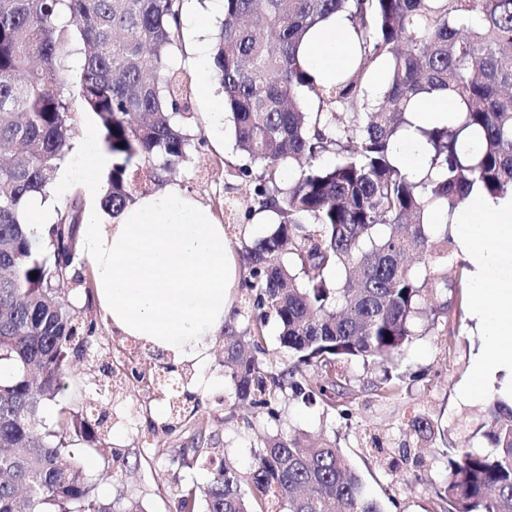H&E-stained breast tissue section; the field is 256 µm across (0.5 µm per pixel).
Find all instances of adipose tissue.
Here are the masks:
<instances>
[{"instance_id":"obj_1","label":"adipose tissue","mask_w":512,"mask_h":512,"mask_svg":"<svg viewBox=\"0 0 512 512\" xmlns=\"http://www.w3.org/2000/svg\"><path fill=\"white\" fill-rule=\"evenodd\" d=\"M350 31L346 15L337 13L308 33L299 58L315 80L332 76L355 54ZM111 165V156L94 147L83 176L96 205L85 212L80 243L93 267L99 310L119 335L150 344L174 366L202 365L208 338L231 317L229 292L238 275L224 227L175 187L107 217L97 205L99 175ZM430 221L448 224L473 268V311L487 343L467 389L482 391L490 375L512 376V196L476 191L453 217L434 209Z\"/></svg>"}]
</instances>
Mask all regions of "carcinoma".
<instances>
[{"label": "carcinoma", "mask_w": 512, "mask_h": 512, "mask_svg": "<svg viewBox=\"0 0 512 512\" xmlns=\"http://www.w3.org/2000/svg\"><path fill=\"white\" fill-rule=\"evenodd\" d=\"M183 0H0V512H146L122 491L109 501L76 457L81 437L101 473L128 467L117 448L100 447L105 419L62 408L49 425L37 418L66 387L70 356L83 355L94 327L83 319L91 288L80 272L85 202L72 193L45 239L33 245L23 203L46 198L73 149V113L94 114L112 155L101 207L116 215L174 176L197 150L179 69ZM343 12L359 55L320 84L298 57L307 32ZM79 51L73 72L66 58ZM384 66L379 101L370 71ZM212 74L224 90L257 211L276 221L245 247V327L224 323V377L234 400L224 420L253 428L240 408L279 417L287 393L329 406L351 394L341 365L383 371L373 386L387 401L400 384L389 366L419 325L430 330L462 307L448 292L455 244L448 227L428 223L437 202L453 213L473 188L512 195V0H224ZM443 94L461 121L416 127L437 172L416 180L393 156L413 127L414 99ZM123 147H118V144ZM338 161L322 167L326 153ZM299 166L288 181L279 167ZM345 271L331 284L326 272ZM37 273L31 277V273ZM85 296L79 307L69 294ZM280 327L288 365L280 368L264 335ZM488 453L459 451L448 430L417 414L408 429L439 438L447 472L441 512H512V401L487 407ZM182 469L211 466L203 487L184 486L173 512H384L335 442L295 431L269 433L241 472L224 461L209 422L189 443L154 444L152 460Z\"/></svg>", "instance_id": "obj_1"}]
</instances>
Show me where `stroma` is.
<instances>
[{
  "mask_svg": "<svg viewBox=\"0 0 512 512\" xmlns=\"http://www.w3.org/2000/svg\"><path fill=\"white\" fill-rule=\"evenodd\" d=\"M173 63L183 69L190 83L189 106L193 115L190 126L202 140L191 162L183 165L176 186L185 196L207 206L219 223L224 220V199L238 202L236 226L226 238L235 256L243 257L245 246L263 238L270 225L248 211V188L236 175L242 158L230 131L219 134L214 131L212 114L223 98V91L212 78L211 61L201 60L190 29H183L182 47L176 52ZM472 309V304L467 302L457 317L459 336L453 354H446L436 333L413 337L395 369L403 380L402 395L397 400L377 401L371 385L380 377V369L359 361L351 362L347 375L354 387L353 415L347 421L336 409L308 406L291 397L281 401L279 421L272 422L259 415L253 420V429L245 432L236 423L222 420L224 403L231 400L233 394L218 353H211L205 365L185 367L181 375L186 381L199 382L196 395L200 411L212 420L226 457L239 469L248 468L264 434L300 428L335 439L366 488L381 500L385 512H439L434 490L446 475L445 461L432 443L411 435L406 422L411 413H424L447 426L448 435L458 449L487 451V441L476 436L475 430L487 401L502 394L504 381L496 379L493 387L481 395L469 397L463 393L472 361L485 342ZM93 362L89 355L69 359L67 372L79 376L80 382L68 386L58 402L48 403L43 408L40 413L43 422H51L61 404L75 414H85L99 389L92 380ZM102 410L108 415L102 443L123 450L129 457L142 459L143 464L122 476L100 477L97 457L86 441H76V454L83 459L88 472L98 478L96 492L100 498L112 499L120 491H131L140 496L148 512H168L173 495L181 485L208 483L211 471L205 466L185 470L161 460H154L150 465L144 462L145 457H151L152 450L143 438L149 435L151 428L167 420L169 396L157 393L147 397L129 391L107 398ZM374 437L390 455H397L400 448L405 447L411 455L422 456L425 464L420 476L403 470L392 472L379 465L370 450V440Z\"/></svg>",
  "mask_w": 512,
  "mask_h": 512,
  "instance_id": "obj_1",
  "label": "stroma"
}]
</instances>
